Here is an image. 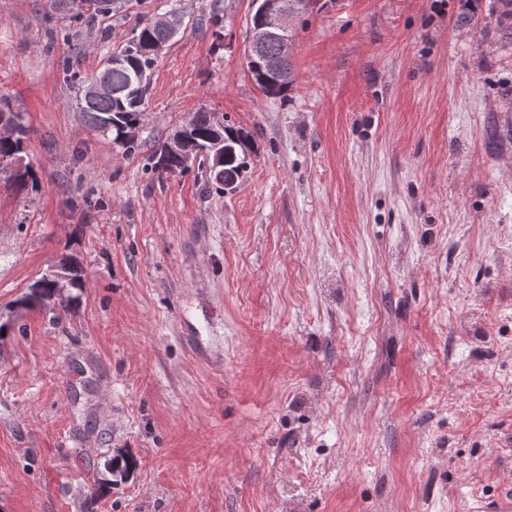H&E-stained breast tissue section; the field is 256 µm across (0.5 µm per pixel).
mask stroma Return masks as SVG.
I'll list each match as a JSON object with an SVG mask.
<instances>
[{
  "label": "stroma",
  "instance_id": "stroma-1",
  "mask_svg": "<svg viewBox=\"0 0 512 512\" xmlns=\"http://www.w3.org/2000/svg\"><path fill=\"white\" fill-rule=\"evenodd\" d=\"M495 0H336L294 84L246 68L251 0H0V512H494L512 501V37ZM180 33L129 152L66 72ZM222 17V29L212 20ZM468 24H461V17ZM236 190L153 154L200 108ZM73 256L61 316L20 306ZM118 455L137 466L91 500ZM9 120L13 121L17 130L14 139L11 138H0V172L8 173L7 181L16 186L18 189H25L29 180H32V171L30 170L29 164L26 163L25 169L26 178L17 177L10 170L12 162L15 157H25L24 147L27 136V130L21 123V117L18 112H9ZM224 142V166L219 169L232 170L237 174L239 179L244 166V161H242L238 149L240 148L242 150V145L239 144L240 140L231 130L224 129Z\"/></svg>",
  "mask_w": 512,
  "mask_h": 512
}]
</instances>
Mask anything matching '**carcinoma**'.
<instances>
[{
    "label": "carcinoma",
    "mask_w": 512,
    "mask_h": 512,
    "mask_svg": "<svg viewBox=\"0 0 512 512\" xmlns=\"http://www.w3.org/2000/svg\"><path fill=\"white\" fill-rule=\"evenodd\" d=\"M494 12L497 14V26L509 33L512 31V0H496ZM152 41H170L166 28L152 22H146L140 31L132 36L126 46L121 50L107 56L103 62V72L107 73L112 85V95L102 98L89 99L79 95L80 110L84 112L88 123L103 132L113 135V141L125 147L133 148L134 138L125 137V129L140 124L144 114L143 106L149 90V82L142 80L139 71L152 69L155 61L139 54V47ZM293 49L292 36L269 41L266 46L257 52L253 59L246 62L247 71L257 90L267 98H277L288 91V88L278 84L268 69L273 60H290ZM9 120L13 121L17 130L15 138H0V172L7 173V181L18 189H25L32 179V171L26 170L25 177H17L10 167L16 157L24 156V147L27 130L21 123L17 112L9 113ZM192 130L183 145L182 154L175 157H165L166 146L156 151L158 158L152 169L162 174L178 175L189 170L194 162L206 164L205 151L212 147L211 112L201 109L190 119ZM240 140L230 130H224V166L225 170H232L241 174L244 161L241 159L239 148ZM56 270L71 277L73 288L82 289L84 279L82 268L74 258L61 261ZM36 291L29 294L27 304L38 303L51 311H68L71 297H59L56 291L43 280H38Z\"/></svg>",
    "instance_id": "obj_1"
}]
</instances>
